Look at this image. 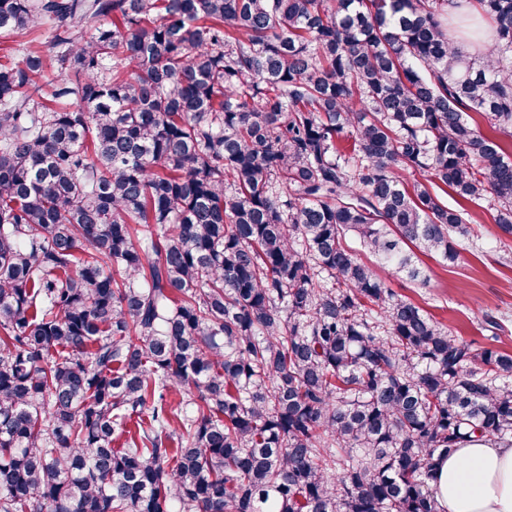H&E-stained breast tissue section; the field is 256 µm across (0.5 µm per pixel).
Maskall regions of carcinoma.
Masks as SVG:
<instances>
[{"label":"carcinoma","mask_w":512,"mask_h":512,"mask_svg":"<svg viewBox=\"0 0 512 512\" xmlns=\"http://www.w3.org/2000/svg\"><path fill=\"white\" fill-rule=\"evenodd\" d=\"M475 5L478 59L448 0H0L53 25L0 63V512H439L436 461L512 446V353L386 285L460 257L429 182L512 237Z\"/></svg>","instance_id":"1"}]
</instances>
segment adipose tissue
I'll list each match as a JSON object with an SVG mask.
<instances>
[{
    "instance_id": "adipose-tissue-1",
    "label": "adipose tissue",
    "mask_w": 512,
    "mask_h": 512,
    "mask_svg": "<svg viewBox=\"0 0 512 512\" xmlns=\"http://www.w3.org/2000/svg\"><path fill=\"white\" fill-rule=\"evenodd\" d=\"M430 487L441 512H512V447L472 438L440 461Z\"/></svg>"
}]
</instances>
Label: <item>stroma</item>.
Wrapping results in <instances>:
<instances>
[{
  "instance_id": "1",
  "label": "stroma",
  "mask_w": 512,
  "mask_h": 512,
  "mask_svg": "<svg viewBox=\"0 0 512 512\" xmlns=\"http://www.w3.org/2000/svg\"><path fill=\"white\" fill-rule=\"evenodd\" d=\"M441 202L459 210L469 226L459 240L460 257L449 264L421 256L427 280L406 275L392 277L388 286L402 298L422 306L465 342L478 347L512 351V238H504L489 206H477L452 191L439 194ZM498 319L492 328L488 317Z\"/></svg>"
}]
</instances>
